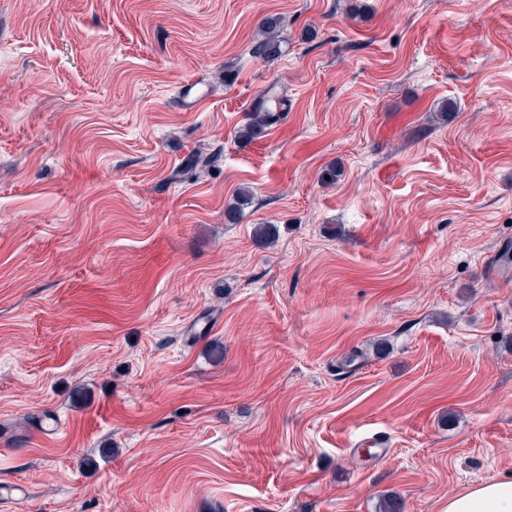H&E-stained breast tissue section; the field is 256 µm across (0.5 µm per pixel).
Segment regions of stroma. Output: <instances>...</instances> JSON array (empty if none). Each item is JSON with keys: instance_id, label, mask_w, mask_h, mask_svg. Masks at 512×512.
<instances>
[{"instance_id": "1", "label": "stroma", "mask_w": 512, "mask_h": 512, "mask_svg": "<svg viewBox=\"0 0 512 512\" xmlns=\"http://www.w3.org/2000/svg\"><path fill=\"white\" fill-rule=\"evenodd\" d=\"M505 478L512 0H0V512H445ZM282 28L283 21L280 16L269 15L263 18L259 25V35L251 48L252 55L266 61L277 59L282 54ZM271 100L267 94H261L253 103L250 112H248L245 123L236 131V137L242 142H252L261 138L266 130L277 124L280 120L279 112L275 111L271 105Z\"/></svg>"}]
</instances>
